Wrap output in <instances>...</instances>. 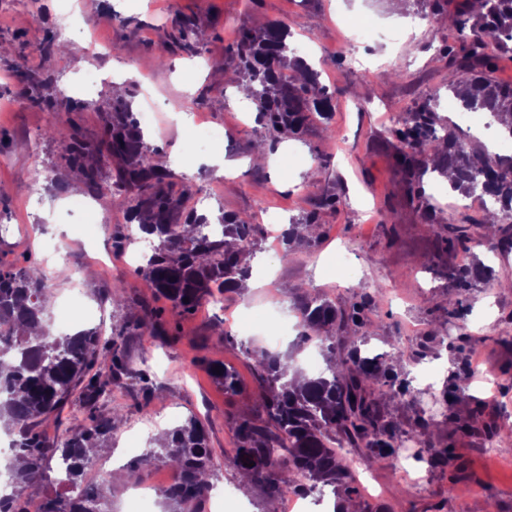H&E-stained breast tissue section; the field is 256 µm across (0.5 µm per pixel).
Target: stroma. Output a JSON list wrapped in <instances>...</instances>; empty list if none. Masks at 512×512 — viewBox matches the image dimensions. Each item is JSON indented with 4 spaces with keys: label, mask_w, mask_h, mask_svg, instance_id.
<instances>
[{
    "label": "stroma",
    "mask_w": 512,
    "mask_h": 512,
    "mask_svg": "<svg viewBox=\"0 0 512 512\" xmlns=\"http://www.w3.org/2000/svg\"><path fill=\"white\" fill-rule=\"evenodd\" d=\"M41 10L45 23L37 27L27 0H0V186L7 189L0 194V266L37 269L51 286L55 306L79 298L104 321L105 338L115 337L127 320L153 311L162 314L169 330L163 339L125 337L129 361L148 375L149 388L123 386L99 408L121 418L111 445L97 453L101 472L113 477L112 512H125L130 494L123 478L135 460L119 456L126 439L149 450L153 426L194 416L219 457L234 445L235 419L259 413L260 394L242 352L247 337L231 323L237 313L267 312L266 324L250 338L283 353L299 340L293 327L297 299L319 296L346 306L364 293L374 298L371 324L354 330L349 346L371 345L388 354L402 349L397 371L408 379L413 400L389 404L388 412L403 433L420 414L433 418L435 427L416 447L425 490L401 495L405 480L394 460L382 467L364 461L358 471L375 492L362 494L359 505L381 497L400 512H458L457 497L466 492L471 503L492 502L497 512H512V466L489 450L500 437L512 435V291L499 286L512 279V251L493 253L471 242L444 249L438 230L411 201L392 147L393 129L416 103L430 98L437 112L446 113L447 86L456 76L438 56L444 47H459L456 27L438 25L424 0H412L400 20L392 0H104L90 15L83 13L81 0H42ZM187 16L204 36L194 54L173 40ZM345 16L368 17L375 30L365 44L344 53L338 23ZM276 20L287 21L291 41L313 47L309 62L334 106L329 116H312L300 134L286 139L272 138L261 127L236 85L211 78L212 72L235 67L229 49L241 24L259 28ZM49 37L55 49L47 55L42 45ZM78 56L85 69L105 74L88 96L71 92L83 71L73 65ZM395 68L401 78L386 79ZM19 70L50 75L46 95L66 101L68 111L23 98L15 78ZM116 99L134 113L155 107L156 128L148 141L158 149L174 192L194 199L215 184L223 210L248 217L265 235L274 234L276 225L319 213V228L289 259L272 262L261 250L251 256L250 268L271 265L273 284L225 294L220 309L202 304L177 315L126 268L123 207H113L111 226L83 231L67 206L87 196L66 167L67 137L46 139L42 132L69 121L85 142L97 143L104 133L99 107ZM181 112L232 127L230 140L203 151L194 148L192 128L177 123ZM219 158L236 162L233 177L216 166ZM34 173L42 184L35 194L29 188ZM422 192L438 216L460 223L483 215L438 174L425 176ZM325 193L335 195V208L319 209ZM57 242L67 246L63 257L46 259ZM339 252L352 265L345 281L332 267ZM473 254L493 267L495 278L470 290L457 315L449 316L442 272L463 266ZM105 260L111 269L102 268ZM117 281L127 289L122 307L107 293ZM224 332L230 341L221 340ZM214 360L237 373L240 392H225L210 376ZM475 362L483 370L478 377L470 370ZM459 379L469 383L467 396L448 404L444 391ZM475 409L481 412L475 431L454 433L448 413L464 417ZM443 447L452 452L451 465L424 461L429 449Z\"/></svg>",
    "instance_id": "35a3bbf8"
}]
</instances>
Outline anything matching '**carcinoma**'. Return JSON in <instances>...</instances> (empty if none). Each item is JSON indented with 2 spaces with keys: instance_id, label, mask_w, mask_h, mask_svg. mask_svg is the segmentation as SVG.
Masks as SVG:
<instances>
[{
  "instance_id": "obj_1",
  "label": "carcinoma",
  "mask_w": 512,
  "mask_h": 512,
  "mask_svg": "<svg viewBox=\"0 0 512 512\" xmlns=\"http://www.w3.org/2000/svg\"><path fill=\"white\" fill-rule=\"evenodd\" d=\"M454 22L464 30L459 50L441 55L460 81L448 85L464 111H488L494 120L512 116V83L492 77L494 56L489 42L505 48L512 42V0H457ZM290 35L284 21H274L263 30L241 27L230 52L239 60L229 77L249 83L250 99L268 133H299L313 113L332 111L331 97L318 87V73L306 68L307 78L283 81L280 72L292 65L287 58ZM178 41L189 52H197L199 33L187 20L180 24ZM22 94L42 104L41 88L50 79L39 73H19ZM105 137L96 145L84 142L70 126L67 152L70 167L86 191L97 195L110 192V202L127 207L132 221L158 244L137 269L154 293L172 303L173 310L186 313L202 301L245 286L249 272L245 259L257 247L258 225L236 215L220 213L218 231H205L204 215L182 207L171 190L170 174L153 159L156 149L144 139L132 113L119 102L105 101ZM393 144L401 166L410 180L431 172L441 176L456 173L452 191L464 197L488 195L499 208H487L482 220L470 224L443 225L448 247L472 239V232L496 240L494 247L512 248V155L490 158L474 148L448 126L431 101L419 105L403 127L393 130ZM113 167L112 182L105 185L104 168ZM319 222L312 212L302 224H292L282 235V258L288 259L302 230ZM492 274L478 263L448 268L447 287L468 291ZM48 284L34 270L0 269V321L12 325L7 338L0 337V418L8 419L14 434V459L9 481L12 500L0 502V512H21L17 503L31 483L42 477L45 457L57 456L66 464L60 481L75 494L56 495L43 501L41 512H110L98 490L84 489V472L95 465L88 449L112 438L115 418L97 415L99 401L110 396L109 387L130 376L147 382L134 370L117 341H101L98 328L74 335L58 333L52 326L45 300ZM373 297L366 295L350 309H341L326 298H304L295 303L302 328L301 337L320 338L327 351V372L298 380L288 362L260 349L246 348L253 377L263 392L261 413L235 421L236 448L213 454L204 426L196 419L173 427L160 444V452L145 455L144 462L158 456L180 475L179 484L162 492L170 512H197L195 505L210 494L212 484L201 476L219 467L235 468L243 478L261 486L276 501L288 489L308 483V490L331 486L345 497L337 498L335 512H348L344 503L360 496L354 485L344 449L362 455L371 464H382L395 452L392 441L397 425L385 412L387 403L411 397L407 385L398 381L388 359L373 360L347 347L349 325L364 327L369 320L364 310ZM137 334L163 336V324L146 315L126 326ZM90 408L83 420L74 418L60 442L42 439L35 427L48 422L74 393ZM254 466H244V463Z\"/></svg>"
}]
</instances>
